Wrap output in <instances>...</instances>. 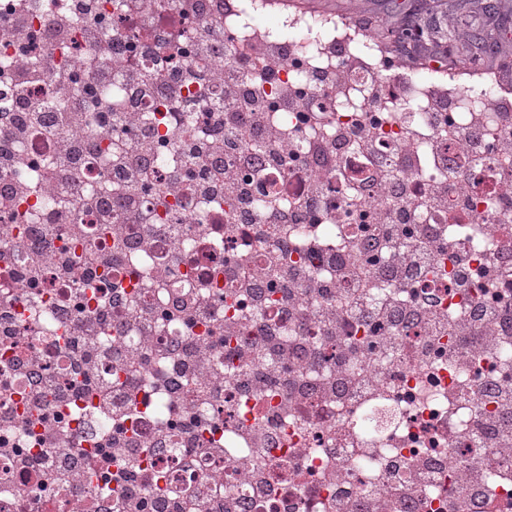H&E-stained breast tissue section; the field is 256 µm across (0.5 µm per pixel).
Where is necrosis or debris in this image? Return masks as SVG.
Listing matches in <instances>:
<instances>
[{
	"mask_svg": "<svg viewBox=\"0 0 512 512\" xmlns=\"http://www.w3.org/2000/svg\"><path fill=\"white\" fill-rule=\"evenodd\" d=\"M396 67L283 0H0V512H512V111Z\"/></svg>",
	"mask_w": 512,
	"mask_h": 512,
	"instance_id": "4bbe7bcc",
	"label": "necrosis or debris"
}]
</instances>
